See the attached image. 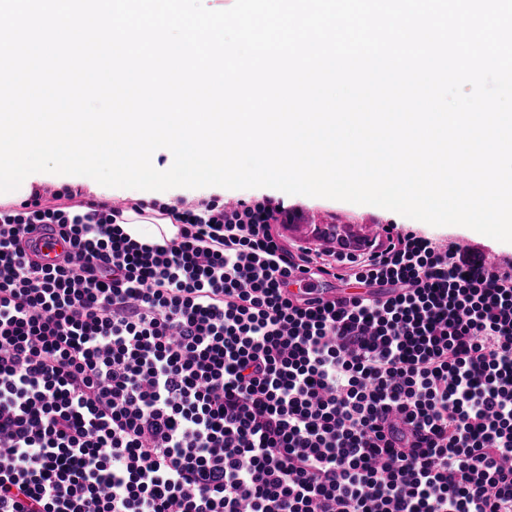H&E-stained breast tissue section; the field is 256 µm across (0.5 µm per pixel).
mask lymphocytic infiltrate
<instances>
[{"instance_id":"lymphocytic-infiltrate-1","label":"lymphocytic infiltrate","mask_w":512,"mask_h":512,"mask_svg":"<svg viewBox=\"0 0 512 512\" xmlns=\"http://www.w3.org/2000/svg\"><path fill=\"white\" fill-rule=\"evenodd\" d=\"M42 199L0 206V512H512V266L394 224L291 245L268 201L154 204L142 244ZM31 245L36 250L42 264H54L67 246L60 237L50 235L35 236Z\"/></svg>"}]
</instances>
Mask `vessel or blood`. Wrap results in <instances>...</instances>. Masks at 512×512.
<instances>
[{
  "instance_id": "1",
  "label": "vessel or blood",
  "mask_w": 512,
  "mask_h": 512,
  "mask_svg": "<svg viewBox=\"0 0 512 512\" xmlns=\"http://www.w3.org/2000/svg\"><path fill=\"white\" fill-rule=\"evenodd\" d=\"M286 229L292 238L318 244L337 251H363L386 235L381 224H350L309 212L288 222ZM41 263H55L66 249V243L57 236H37L32 242Z\"/></svg>"
}]
</instances>
